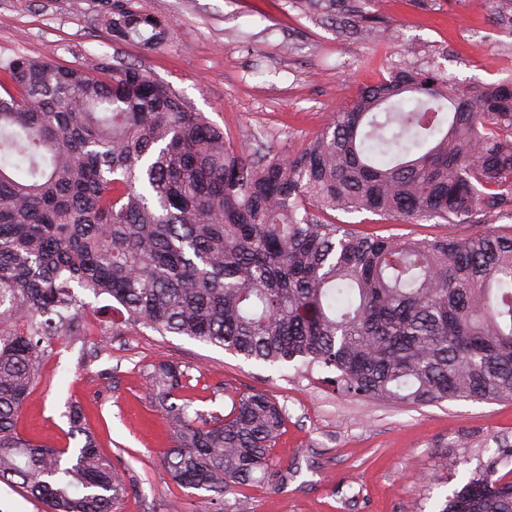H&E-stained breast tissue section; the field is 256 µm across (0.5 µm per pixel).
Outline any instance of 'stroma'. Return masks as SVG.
<instances>
[{
	"instance_id": "35a3bbf8",
	"label": "stroma",
	"mask_w": 512,
	"mask_h": 512,
	"mask_svg": "<svg viewBox=\"0 0 512 512\" xmlns=\"http://www.w3.org/2000/svg\"><path fill=\"white\" fill-rule=\"evenodd\" d=\"M111 0H0V97L19 56L52 57L95 70L101 59L150 71L235 144L292 156L329 118L390 67H441L470 90L512 75V0H346L392 41L338 33L333 0H130L164 17L170 36L154 50L112 39L99 25ZM336 222L394 240L464 237L469 224L385 220L363 211ZM170 361L187 368L192 410L226 414L232 396L263 392L284 407L286 425L271 452L295 469L272 492L242 486L223 512H438L444 497L512 443V401L453 400L436 405L365 401L337 393L321 372L247 361L185 336L122 327L107 336L54 340L17 419L21 435L65 446L68 406L122 474L119 512H211L202 490L173 482L164 453L174 442L146 374ZM447 483H431L432 475Z\"/></svg>"
}]
</instances>
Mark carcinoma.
<instances>
[{"label":"carcinoma","instance_id":"obj_1","mask_svg":"<svg viewBox=\"0 0 512 512\" xmlns=\"http://www.w3.org/2000/svg\"><path fill=\"white\" fill-rule=\"evenodd\" d=\"M102 26L161 46L165 19L115 4ZM99 74L49 57L7 67L0 98V481L47 512H118L126 485L69 411L61 451L23 438L18 412L55 338L87 331L75 289L125 323L246 360L332 374L346 396L426 405L512 400V78L469 91L407 65L362 88L293 156L224 138L147 70ZM470 224L466 237L369 236L330 213ZM187 370L149 374L174 429L172 480L222 497L276 489L285 411L263 392L190 412ZM438 512H512V444Z\"/></svg>","mask_w":512,"mask_h":512}]
</instances>
